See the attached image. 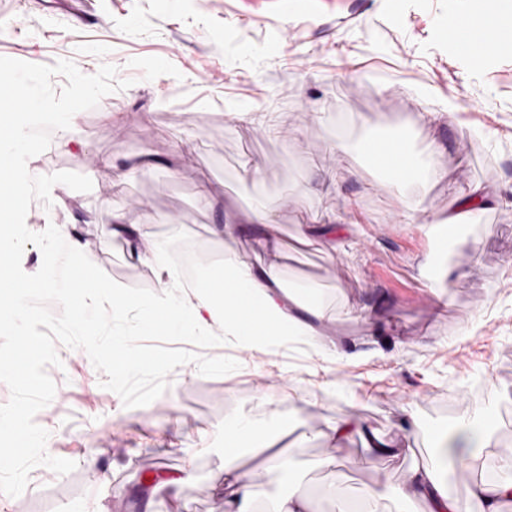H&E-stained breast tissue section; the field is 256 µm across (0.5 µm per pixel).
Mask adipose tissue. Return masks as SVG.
Returning <instances> with one entry per match:
<instances>
[{"mask_svg": "<svg viewBox=\"0 0 512 512\" xmlns=\"http://www.w3.org/2000/svg\"><path fill=\"white\" fill-rule=\"evenodd\" d=\"M390 145L400 171L399 181L441 175L440 149L430 146L425 160L415 158L401 137ZM259 230L253 240L254 258L230 251L219 269L200 279L193 291L181 289L179 275L171 266L166 243L155 237L145 224H125L120 214H112V234L126 238L139 260L157 271L160 292L142 303L135 335L163 328L171 334L190 328L206 339L218 336L246 349H257L282 338L307 341L311 330L292 314L301 304L297 292L283 288V250L270 229V207L258 202L249 215ZM494 438L487 429L461 423L442 445L445 457L480 460ZM224 498V512H252L255 490L246 474L233 464H225L224 480L213 487ZM403 498L423 503V512H503L512 501V465L496 478L470 484L465 501H458L446 488L443 472L436 467H416L401 490Z\"/></svg>", "mask_w": 512, "mask_h": 512, "instance_id": "1", "label": "adipose tissue"}]
</instances>
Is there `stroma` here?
Returning <instances> with one entry per match:
<instances>
[{
    "mask_svg": "<svg viewBox=\"0 0 512 512\" xmlns=\"http://www.w3.org/2000/svg\"><path fill=\"white\" fill-rule=\"evenodd\" d=\"M487 0H94L87 24L33 0H0V56L36 64L101 65L132 79L54 132L30 173L88 176L90 192L55 185L26 225L77 226L89 259L115 282L157 290L158 276L112 237L108 213L151 225L171 253L195 245L216 269L226 249L250 252L251 205L272 204L284 283L318 290L328 311L310 344L249 356L234 344L201 349L238 370L201 376L177 367L145 407L104 389L84 350L57 344L53 401L35 421L49 455L76 468L35 467L0 512H224V428L251 420L255 438L234 462L258 491L255 512L296 488L323 512H408L397 491L417 464H437L439 437L468 419L512 448V51L483 63L447 30ZM249 107L284 111L283 131L237 119ZM402 135L413 151L441 149L442 178L386 190L387 174L360 160L365 135ZM483 185L496 196L478 222L446 240L434 221ZM208 192L213 209L198 203ZM241 225L235 240L211 225ZM335 228L336 250L320 231ZM454 276L444 284L441 268ZM285 380L276 408L262 381ZM393 439L402 454L369 458L359 436L333 447L342 419ZM289 448L288 473L260 460ZM335 456L336 466L323 461ZM180 479L178 499L147 477ZM376 493L367 500L365 491Z\"/></svg>",
    "mask_w": 512,
    "mask_h": 512,
    "instance_id": "35a3bbf8",
    "label": "stroma"
}]
</instances>
